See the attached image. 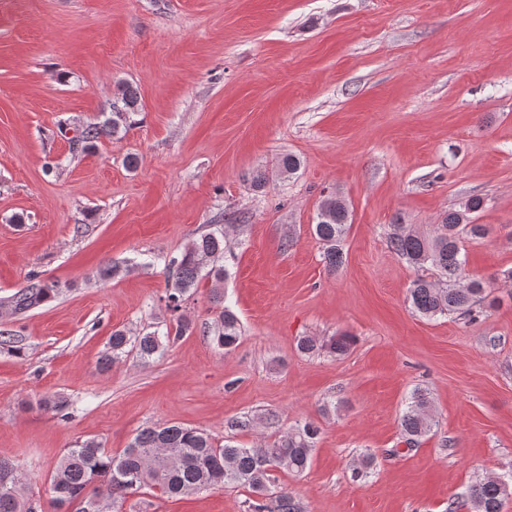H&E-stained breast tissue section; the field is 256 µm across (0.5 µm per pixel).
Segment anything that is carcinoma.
Masks as SVG:
<instances>
[{"mask_svg":"<svg viewBox=\"0 0 512 512\" xmlns=\"http://www.w3.org/2000/svg\"><path fill=\"white\" fill-rule=\"evenodd\" d=\"M137 89L118 85L109 104L110 115L102 122L89 123L76 130L71 139L74 149H88L103 135L117 137L132 126V117L140 111ZM485 208V199L469 197L458 209L444 213L432 235L421 234L409 224L391 225V249L411 267L421 272L408 288L407 298L419 316L433 318L446 313L471 314L485 299L483 283L469 277L467 257L462 252L464 237L482 238L483 224L474 223V214ZM349 209L334 194L323 197L313 225V234L322 244L323 259L330 271L343 263L342 244L349 230ZM228 242L224 225L213 228L189 241L181 255L167 264L165 302L178 312L184 296L196 287L202 271L224 282L226 271L221 265ZM58 286L47 283L33 273L27 284L0 302L15 315H22L54 298ZM219 309L208 333L220 350L236 347L242 335L241 323L224 300V292H214ZM192 320L176 317L172 329L160 336L147 332L132 336L125 329H115L110 337L112 353L101 360L107 370L132 350L148 363L165 354L171 340L195 332ZM346 333L321 341L313 336L298 340L304 354L326 352L341 357L351 348ZM39 405L62 420L70 417L69 402L56 396H44ZM434 424L432 403L426 392L417 389L400 417L404 442L412 446L428 434ZM319 428L311 422L288 430L271 444L242 447L218 444L205 431L183 425L149 426L139 430L119 454L112 453L102 440L86 437L67 449L51 476L52 496L43 501L31 490L28 473L18 464L0 459V512H60L79 500L83 507L76 512H111L115 504L129 496L158 491L168 497L220 490L226 485L247 487L259 497L248 505L250 512H302L288 489L274 488L275 473H300L311 460ZM476 512H501L503 501L512 495L508 481L482 480L470 488Z\"/></svg>","mask_w":512,"mask_h":512,"instance_id":"obj_1","label":"carcinoma"}]
</instances>
